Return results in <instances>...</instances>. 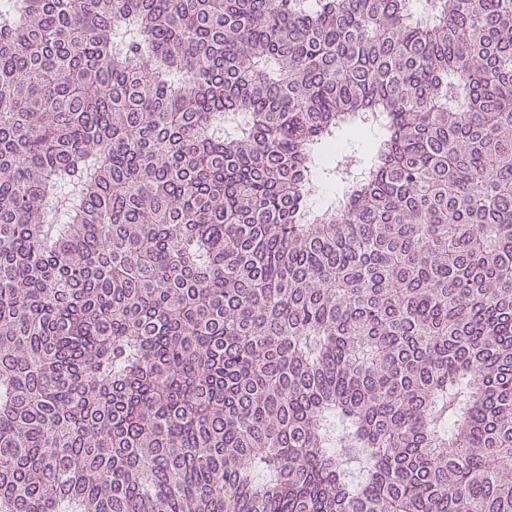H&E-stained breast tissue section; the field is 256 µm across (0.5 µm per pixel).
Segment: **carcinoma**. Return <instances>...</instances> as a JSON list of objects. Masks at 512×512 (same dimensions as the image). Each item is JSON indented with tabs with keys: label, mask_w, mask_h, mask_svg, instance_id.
<instances>
[{
	"label": "carcinoma",
	"mask_w": 512,
	"mask_h": 512,
	"mask_svg": "<svg viewBox=\"0 0 512 512\" xmlns=\"http://www.w3.org/2000/svg\"><path fill=\"white\" fill-rule=\"evenodd\" d=\"M426 2L7 0L0 512H512V0ZM379 131L376 127L365 125L360 128L342 127L336 133V144L339 147V159L345 155H353L366 163L370 160L374 143ZM326 166L319 165L314 170V181L317 185L315 194L310 198L312 208L326 206L334 198H339L345 190L344 184L332 173L324 170Z\"/></svg>",
	"instance_id": "carcinoma-1"
}]
</instances>
